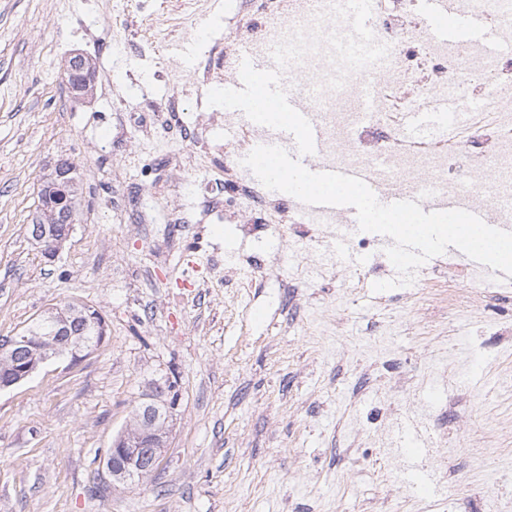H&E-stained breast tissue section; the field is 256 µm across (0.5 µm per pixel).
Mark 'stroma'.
I'll use <instances>...</instances> for the list:
<instances>
[{
	"label": "stroma",
	"mask_w": 512,
	"mask_h": 512,
	"mask_svg": "<svg viewBox=\"0 0 512 512\" xmlns=\"http://www.w3.org/2000/svg\"><path fill=\"white\" fill-rule=\"evenodd\" d=\"M127 0H0V337L68 303L96 309L103 341L0 391V512H448V497L484 512L512 498V331L483 333L460 314L448 337L405 332L395 317L440 319L417 307L416 286L354 292L292 288L287 278L243 294L217 286L247 271L252 242L234 225H204L201 241L174 225L117 224L113 172L142 183L181 150L143 132L111 141L116 105L142 110L171 95L166 46L127 49L146 27ZM175 39L205 51L224 34V11L197 0ZM92 57L95 91L74 98L73 51ZM66 158L79 179L74 230L55 259L27 233L38 191ZM175 243L162 273L149 249ZM204 279L180 303L182 279ZM381 333L367 335L372 322ZM175 381L178 406L161 463L143 482L111 485L107 451L148 385ZM456 408L453 421L442 410ZM410 421L447 434L432 448L436 489H424L395 444ZM468 456L467 484L442 473Z\"/></svg>",
	"instance_id": "35a3bbf8"
}]
</instances>
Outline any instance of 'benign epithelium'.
Returning a JSON list of instances; mask_svg holds the SVG:
<instances>
[{"label":"benign epithelium","instance_id":"1","mask_svg":"<svg viewBox=\"0 0 512 512\" xmlns=\"http://www.w3.org/2000/svg\"><path fill=\"white\" fill-rule=\"evenodd\" d=\"M72 170L63 161L54 166L53 179L45 183L41 189L42 199L48 200L55 207L68 210L67 186ZM73 225L66 226L62 231L47 228L45 224L29 225V235L47 258L58 255L63 244L69 239ZM80 347V339H72L68 324L62 322L49 336H9L0 339V366L4 373L0 374V390H6L21 384L36 373L44 364L54 358L65 356L71 360H79V355L71 347ZM177 406L167 405L165 415L153 411L147 404L139 405L135 412L137 421L136 437L128 439L127 433L118 435L112 443V455L107 457V472L112 481L128 482V478L146 470L143 449L157 446L159 433L166 422L173 419Z\"/></svg>","mask_w":512,"mask_h":512}]
</instances>
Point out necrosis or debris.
<instances>
[{
	"instance_id": "obj_1",
	"label": "necrosis or debris",
	"mask_w": 512,
	"mask_h": 512,
	"mask_svg": "<svg viewBox=\"0 0 512 512\" xmlns=\"http://www.w3.org/2000/svg\"><path fill=\"white\" fill-rule=\"evenodd\" d=\"M458 5L484 12L500 35L499 54L490 57L475 46L434 42L420 0H377L376 27L365 50L345 45L336 0H225L224 37L210 47L190 83L200 90L232 78L242 54L287 45L283 62L291 75L289 89L302 95L322 128L325 163L371 169L384 190L457 195L494 221L512 223V0H459ZM451 90L470 103L466 121L441 137L411 140L403 114L424 109ZM237 120L233 112L188 117L175 92L163 111L121 117L116 134H135L157 124L177 132L186 144L157 193L179 195L185 189L184 171L201 163L209 168L195 209L169 215L181 232L196 233L200 225L221 217L261 243L268 225L291 228L305 254L295 280L309 285L342 275L353 287H364L369 271L323 261L326 218L303 219L292 198L271 197L238 171L235 158L252 150L255 128L239 125L228 148L210 139L213 127Z\"/></svg>"
}]
</instances>
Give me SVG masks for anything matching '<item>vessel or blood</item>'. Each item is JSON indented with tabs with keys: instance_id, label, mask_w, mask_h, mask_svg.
Returning a JSON list of instances; mask_svg holds the SVG:
<instances>
[{
	"instance_id": "b4317fda",
	"label": "vessel or blood",
	"mask_w": 512,
	"mask_h": 512,
	"mask_svg": "<svg viewBox=\"0 0 512 512\" xmlns=\"http://www.w3.org/2000/svg\"><path fill=\"white\" fill-rule=\"evenodd\" d=\"M336 7L347 40L364 42L375 27L376 0H336ZM423 13L434 42L473 44L489 56L496 55L501 48L495 28L480 10L460 9L454 0H423ZM277 54L274 48L263 55L244 53L233 85L214 87L213 94L230 100L236 111L246 113L251 126L262 128L259 144L282 147L308 170L324 171V164L318 161L324 142L315 115L300 97L288 92L289 74L277 64ZM463 118L459 100L451 94L435 100L425 111L406 113L404 128L409 136L427 138L460 123ZM375 196L383 204L410 199L418 202L427 213L462 206L461 201L453 197L425 196L413 191L386 193L379 190ZM332 212L344 220L346 232L336 237V252L342 255L346 252V233L359 231L356 210L336 206Z\"/></svg>"
}]
</instances>
